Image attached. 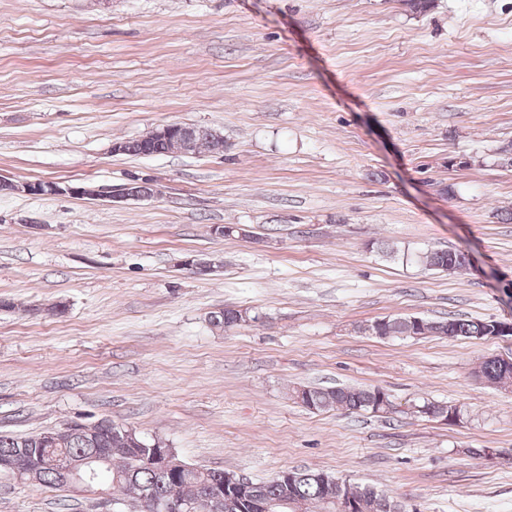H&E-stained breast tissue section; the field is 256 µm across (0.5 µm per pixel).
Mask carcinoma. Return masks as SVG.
Listing matches in <instances>:
<instances>
[{"instance_id":"1","label":"carcinoma","mask_w":512,"mask_h":512,"mask_svg":"<svg viewBox=\"0 0 512 512\" xmlns=\"http://www.w3.org/2000/svg\"><path fill=\"white\" fill-rule=\"evenodd\" d=\"M184 132L194 143L195 148L212 149L210 129L194 125L183 127ZM172 152L169 141L156 138L149 141L140 139L125 142L124 153L137 156H157ZM420 261L429 270L455 271L466 266L463 254L448 249H430L420 256ZM262 316L255 311L226 308L211 315V322L226 330L248 322H258ZM380 335L406 336L412 338L425 336H448L450 338H487L492 335V321L450 318L442 321H428L419 317H399L377 321ZM478 377L493 384L512 382V363L508 364L498 357L489 358L480 367ZM378 388L339 387L324 389L302 386L294 390L301 406L311 411L330 409L349 413H373ZM416 412L434 418H443L448 414V405L424 401L414 405ZM135 440H126L113 434V427L101 424L94 438L67 425L60 429L56 440L45 444L39 435H14L0 432V458L10 456L23 448H32L39 460L45 462L38 473L37 482L45 487L62 489L66 484L51 461L60 457L90 458L106 450V458L92 463L96 478L86 487L88 492H96L101 484L112 489V494L123 498L129 495L130 484H135L150 500H163L192 505L207 490L224 483L225 471L201 468L196 471L167 472L146 462L135 450L142 435L133 432ZM335 476L310 469H293L286 478H273L267 481L251 482V489L262 507L248 512H264V506L270 512H278L280 500L305 501L307 507H321L327 495V489ZM345 493L352 498L365 502L366 512H407L406 506L393 500L383 492L372 487H347Z\"/></svg>"}]
</instances>
